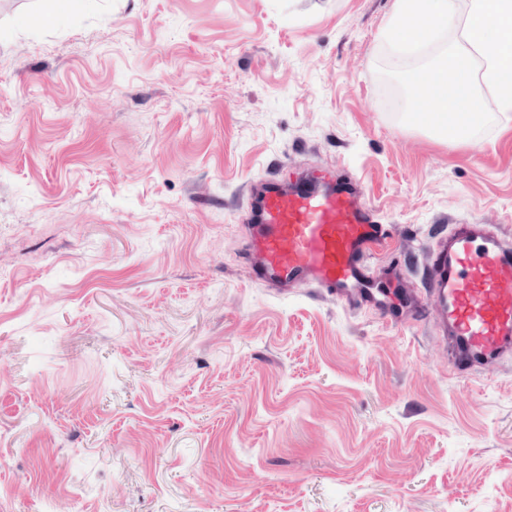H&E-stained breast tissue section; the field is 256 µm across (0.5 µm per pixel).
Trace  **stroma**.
Returning <instances> with one entry per match:
<instances>
[{
    "instance_id": "obj_1",
    "label": "stroma",
    "mask_w": 512,
    "mask_h": 512,
    "mask_svg": "<svg viewBox=\"0 0 512 512\" xmlns=\"http://www.w3.org/2000/svg\"><path fill=\"white\" fill-rule=\"evenodd\" d=\"M394 2L0 0V512H512V361L241 260L281 164L355 175L415 283L512 237V113L401 122Z\"/></svg>"
}]
</instances>
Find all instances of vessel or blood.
Wrapping results in <instances>:
<instances>
[{
	"instance_id": "vessel-or-blood-1",
	"label": "vessel or blood",
	"mask_w": 512,
	"mask_h": 512,
	"mask_svg": "<svg viewBox=\"0 0 512 512\" xmlns=\"http://www.w3.org/2000/svg\"><path fill=\"white\" fill-rule=\"evenodd\" d=\"M242 260L254 283L288 294L308 285L349 309L370 305L388 321L424 312L417 294L395 306L378 282L399 285L398 267L374 271L392 235L362 197L357 177L313 170L268 172L248 184ZM427 313L448 343L451 372L466 377L512 356V243L499 227L456 224L431 251Z\"/></svg>"
}]
</instances>
